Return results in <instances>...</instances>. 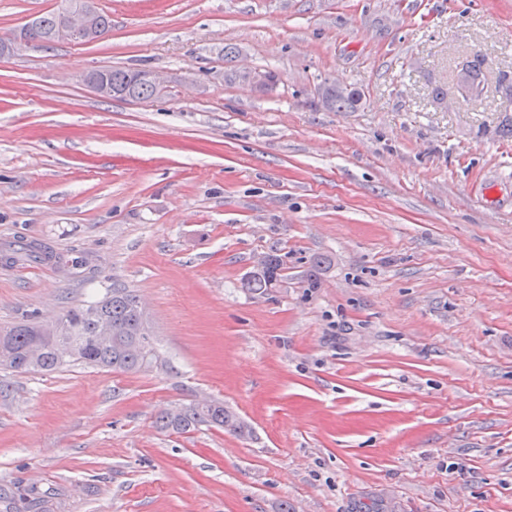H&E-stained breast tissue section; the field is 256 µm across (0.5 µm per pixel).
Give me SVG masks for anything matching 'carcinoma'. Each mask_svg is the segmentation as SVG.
Segmentation results:
<instances>
[{"mask_svg": "<svg viewBox=\"0 0 512 512\" xmlns=\"http://www.w3.org/2000/svg\"><path fill=\"white\" fill-rule=\"evenodd\" d=\"M33 37L42 44L60 39L62 20L58 11H47L32 19ZM487 59L481 53L473 54L464 63L472 85L469 94L481 91L483 71ZM100 75L112 85L116 99L146 100L157 89L136 80L134 70L101 69ZM325 94L334 108H354L363 102L358 91L348 98L336 97V91L326 88ZM281 263L268 258L263 269L249 278L244 287L255 294H266L281 280ZM109 323L114 329L112 344L104 345L97 338V322ZM42 341L41 349L32 350L35 341ZM157 354L152 331L142 310L137 294L127 288H114L112 294L98 301L71 308L57 318L54 336L38 335V323H21L0 332V368L17 373L52 372L60 367L79 363L107 368L117 372H136L151 366ZM160 429L186 433L201 426L223 428L235 435L249 434L247 425L222 402L209 405L190 403L181 407L177 415L168 412L157 418ZM46 493L30 489L26 493L27 512H44Z\"/></svg>", "mask_w": 512, "mask_h": 512, "instance_id": "obj_1", "label": "carcinoma"}]
</instances>
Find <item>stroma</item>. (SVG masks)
Here are the masks:
<instances>
[{"mask_svg": "<svg viewBox=\"0 0 512 512\" xmlns=\"http://www.w3.org/2000/svg\"><path fill=\"white\" fill-rule=\"evenodd\" d=\"M97 3L0 56V330L126 287L158 360L0 370V512H512V0ZM201 398L252 436L157 427ZM63 27L62 31L67 35L79 33L83 40L96 36L97 29L104 37L110 32L112 23L108 15L100 11L97 7V27L94 12L74 1H64L62 7ZM103 37V38H104ZM95 71H98L103 78L107 79L112 88H109L102 81L98 72H89L84 76L83 82L97 94H112V96H105L104 98L146 100L154 96L161 85L160 76L154 71L143 72L137 79L145 80L155 88L147 83L136 80L135 74L137 71L134 70L99 69ZM336 90H331V86L327 87L325 90V94L327 99L333 108L336 109H347L354 108L360 105L363 102V93L361 90L357 88V92L353 93L348 98H337V95H341L343 97H347L352 91V87L348 84L336 83ZM280 266L278 259L268 257L263 263V269L244 283L245 288L255 294H266L276 288L281 280Z\"/></svg>", "mask_w": 512, "mask_h": 512, "instance_id": "35a3bbf8", "label": "stroma"}]
</instances>
